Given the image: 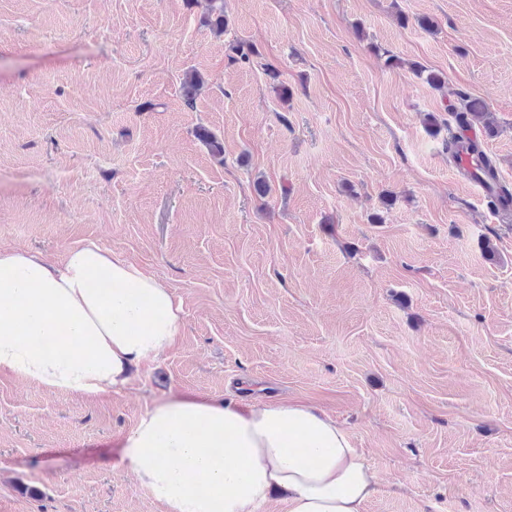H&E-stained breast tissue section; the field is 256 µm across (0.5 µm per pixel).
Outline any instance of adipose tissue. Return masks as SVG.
Here are the masks:
<instances>
[{"label":"adipose tissue","instance_id":"obj_1","mask_svg":"<svg viewBox=\"0 0 512 512\" xmlns=\"http://www.w3.org/2000/svg\"><path fill=\"white\" fill-rule=\"evenodd\" d=\"M182 324L169 288L97 243L74 245L59 264L0 249V373L49 391L117 392ZM121 461L162 512H258L276 490L286 512H364L378 492L348 432L293 401L157 398L124 437Z\"/></svg>","mask_w":512,"mask_h":512}]
</instances>
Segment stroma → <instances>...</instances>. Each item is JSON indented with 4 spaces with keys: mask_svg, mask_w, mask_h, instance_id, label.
Returning <instances> with one entry per match:
<instances>
[{
    "mask_svg": "<svg viewBox=\"0 0 512 512\" xmlns=\"http://www.w3.org/2000/svg\"><path fill=\"white\" fill-rule=\"evenodd\" d=\"M208 13L0 0V248L96 242L184 310L126 390L0 374V512H161L120 447L162 394L317 407L375 473L365 512H512V222L423 125L482 99L512 185V0H224L220 36Z\"/></svg>",
    "mask_w": 512,
    "mask_h": 512,
    "instance_id": "stroma-1",
    "label": "stroma"
}]
</instances>
